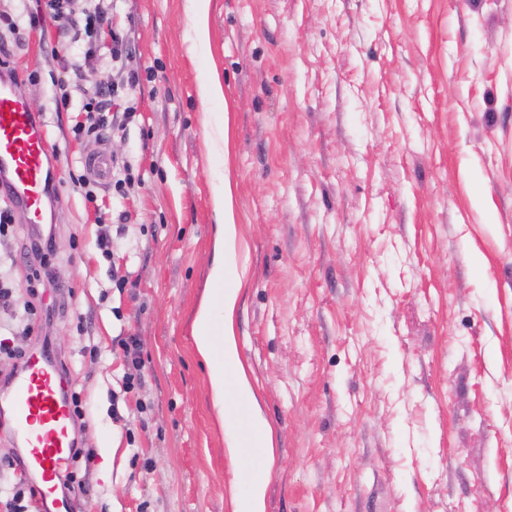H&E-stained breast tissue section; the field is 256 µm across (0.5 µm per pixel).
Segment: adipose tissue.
Here are the masks:
<instances>
[{
  "label": "adipose tissue",
  "instance_id": "1",
  "mask_svg": "<svg viewBox=\"0 0 512 512\" xmlns=\"http://www.w3.org/2000/svg\"><path fill=\"white\" fill-rule=\"evenodd\" d=\"M237 226L232 211H225L219 225L209 278L210 293L199 306L193 322V342L206 365L212 404L221 419H230L229 401H254L232 329L241 280L236 255Z\"/></svg>",
  "mask_w": 512,
  "mask_h": 512
}]
</instances>
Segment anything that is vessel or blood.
Here are the masks:
<instances>
[{"label": "vessel or blood", "mask_w": 512, "mask_h": 512, "mask_svg": "<svg viewBox=\"0 0 512 512\" xmlns=\"http://www.w3.org/2000/svg\"><path fill=\"white\" fill-rule=\"evenodd\" d=\"M46 130L16 83L0 75V186L31 223L44 219L51 196L54 165L46 147ZM27 449L20 465L42 479L39 505L44 512H64L66 501L54 498L60 465L71 454L73 413L68 383L47 350L26 354L22 373L0 396Z\"/></svg>", "instance_id": "vessel-or-blood-1"}]
</instances>
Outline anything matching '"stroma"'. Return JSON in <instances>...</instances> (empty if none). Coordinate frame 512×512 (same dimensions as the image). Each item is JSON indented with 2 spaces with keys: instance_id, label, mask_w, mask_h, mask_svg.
Segmentation results:
<instances>
[{
  "instance_id": "1",
  "label": "stroma",
  "mask_w": 512,
  "mask_h": 512,
  "mask_svg": "<svg viewBox=\"0 0 512 512\" xmlns=\"http://www.w3.org/2000/svg\"><path fill=\"white\" fill-rule=\"evenodd\" d=\"M116 29L141 84L111 109L135 115L95 137L75 130L102 66L65 69L63 22L0 28L56 159L59 288L23 347H48L86 403L74 433L94 458L70 512H234L192 339L227 188L234 329L272 459L249 446L248 403L235 426L265 512H512V0H209L202 21L195 0H117L102 46ZM94 151L130 186L76 187ZM1 208L15 323L37 281L29 220Z\"/></svg>"
}]
</instances>
